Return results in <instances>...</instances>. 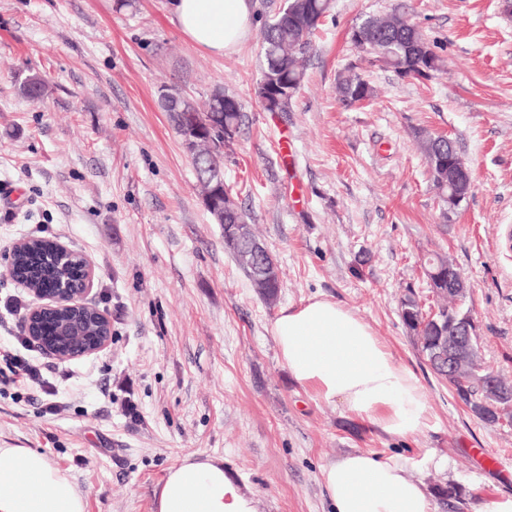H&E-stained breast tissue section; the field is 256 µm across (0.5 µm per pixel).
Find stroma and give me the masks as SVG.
<instances>
[{
  "instance_id": "stroma-1",
  "label": "stroma",
  "mask_w": 512,
  "mask_h": 512,
  "mask_svg": "<svg viewBox=\"0 0 512 512\" xmlns=\"http://www.w3.org/2000/svg\"><path fill=\"white\" fill-rule=\"evenodd\" d=\"M168 0H0V447L34 448L68 471L85 512H155L168 469L223 457L256 512H332L323 466L363 451L401 459L426 487L460 496L436 512H486L512 496V424L474 419L418 351L400 316L406 288L429 296L422 263L450 255L487 367L512 379V15L502 0H333L291 112L264 111L259 31L284 0H253L235 52L194 47ZM399 9L446 63L436 78L370 64L347 31ZM359 67L375 90L344 106L336 79ZM40 73L43 97L20 81ZM233 94L244 114L224 147V184L281 272L259 298L203 206L195 168L160 102ZM452 139L473 190L443 218L415 133ZM47 237L95 271L88 304L108 347L61 361L31 347L48 390L12 381L34 304L8 274L22 238ZM325 297L366 321L424 386L410 439L349 418L293 385L270 333L280 309ZM58 415L45 414L50 400Z\"/></svg>"
}]
</instances>
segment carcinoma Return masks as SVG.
I'll use <instances>...</instances> for the list:
<instances>
[{
    "instance_id": "obj_1",
    "label": "carcinoma",
    "mask_w": 512,
    "mask_h": 512,
    "mask_svg": "<svg viewBox=\"0 0 512 512\" xmlns=\"http://www.w3.org/2000/svg\"><path fill=\"white\" fill-rule=\"evenodd\" d=\"M330 9L331 0H285L283 8L264 24L260 40L261 77L256 95L262 96L263 89L270 84L277 85L280 92L279 101L266 107L265 111H291L293 100L304 79L301 61L312 52L315 33ZM357 27L363 34V40L354 42V45L401 78L431 80L444 69L442 56L432 48L416 25L401 15L368 16L360 19ZM336 88L340 100L346 105L366 101L373 96L369 82L352 65L339 76ZM242 121L239 101L235 96L224 93V139H233ZM416 140L426 159L433 185L441 202L445 204L448 197V155H458L455 144L448 138L427 131L418 132ZM224 223L249 224L251 218L234 203L225 209ZM256 240L258 237L251 230L248 242L231 252L242 271L247 269L249 261L248 244ZM83 271V261L78 256L65 264L60 263L53 241L46 238H30L24 247L13 250L11 256V278L31 288H45L76 280L82 276ZM249 283L265 303L270 306L275 304L281 289L279 267H274L269 276L251 279ZM423 311L424 307L419 305L412 293L401 302L402 320L411 331L419 351L425 354L431 370L455 389L456 394L467 391L475 397L480 396L479 380L482 373L454 375L431 362L430 350L437 347L439 336L434 322L426 319ZM25 333L52 336L53 346L57 350L71 352L101 335L112 334V329L99 322L95 309L82 307L62 309L51 328L42 322L32 321Z\"/></svg>"
}]
</instances>
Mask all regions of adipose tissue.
I'll list each match as a JSON object with an SVG mask.
<instances>
[{
	"instance_id": "ef3b65f1",
	"label": "adipose tissue",
	"mask_w": 512,
	"mask_h": 512,
	"mask_svg": "<svg viewBox=\"0 0 512 512\" xmlns=\"http://www.w3.org/2000/svg\"><path fill=\"white\" fill-rule=\"evenodd\" d=\"M169 11L192 45L218 55L234 52L253 28L252 0H170ZM271 334L294 385L392 436L412 438L425 427L430 405L417 377L340 304L313 297L283 308ZM322 480L335 512H436L430 491L393 457L348 453L323 468ZM0 512H85V505L72 478L44 454L0 448ZM155 512L254 509L223 458L191 454L168 470Z\"/></svg>"
}]
</instances>
